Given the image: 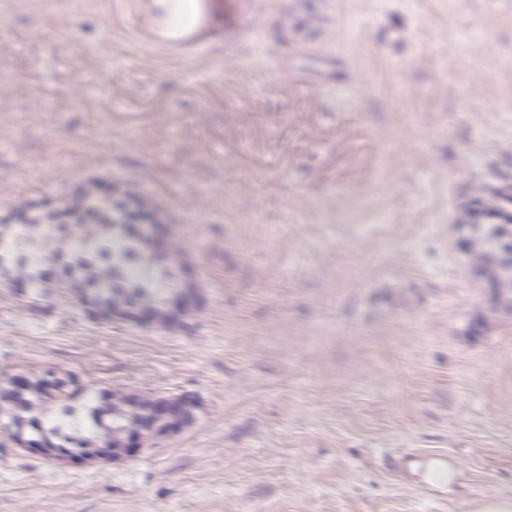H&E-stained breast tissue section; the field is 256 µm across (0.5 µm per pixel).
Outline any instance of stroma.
Masks as SVG:
<instances>
[{"label": "stroma", "mask_w": 512, "mask_h": 512, "mask_svg": "<svg viewBox=\"0 0 512 512\" xmlns=\"http://www.w3.org/2000/svg\"><path fill=\"white\" fill-rule=\"evenodd\" d=\"M0 0V224L120 188L203 295L175 333L0 279V370L188 393L111 465L0 447V512H505L512 319L454 220L512 183V0ZM440 458L446 479L426 483ZM198 28L199 21L179 25L159 22L153 31V36L156 41L162 44L181 46L196 35Z\"/></svg>", "instance_id": "obj_1"}]
</instances>
